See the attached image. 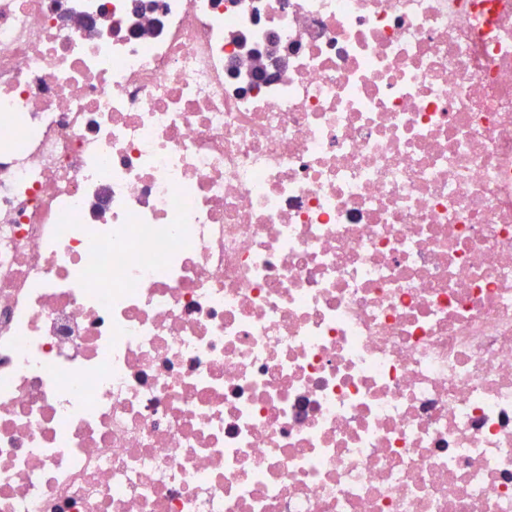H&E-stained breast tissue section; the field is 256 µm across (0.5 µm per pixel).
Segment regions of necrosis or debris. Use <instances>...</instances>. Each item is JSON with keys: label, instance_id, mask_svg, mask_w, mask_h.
Segmentation results:
<instances>
[{"label": "necrosis or debris", "instance_id": "necrosis-or-debris-1", "mask_svg": "<svg viewBox=\"0 0 512 512\" xmlns=\"http://www.w3.org/2000/svg\"><path fill=\"white\" fill-rule=\"evenodd\" d=\"M0 512H512V0H0Z\"/></svg>", "mask_w": 512, "mask_h": 512}]
</instances>
